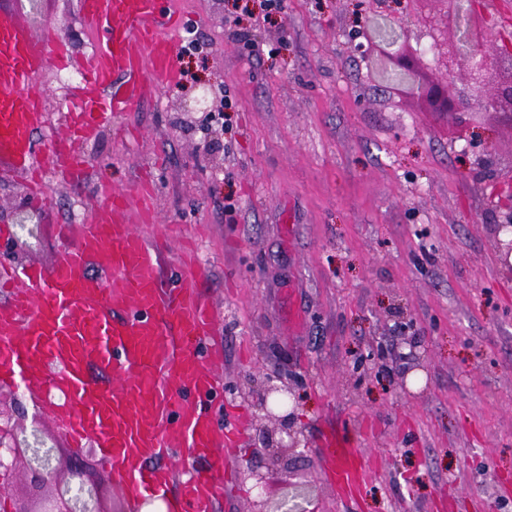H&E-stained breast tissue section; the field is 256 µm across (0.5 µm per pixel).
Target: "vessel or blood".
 <instances>
[{
  "label": "vessel or blood",
  "instance_id": "b4317fda",
  "mask_svg": "<svg viewBox=\"0 0 512 512\" xmlns=\"http://www.w3.org/2000/svg\"><path fill=\"white\" fill-rule=\"evenodd\" d=\"M79 16L109 37L85 53L57 137L41 84L50 68L69 66V42L51 29L34 33L0 7V175H23L44 210L46 175L90 181L77 144L130 111L147 85L175 77L179 11L158 13L156 0H79ZM96 194L51 264L0 268V383H21L69 446L95 445L129 500L172 498L177 512H216L226 451L243 431L210 411L224 390V351L203 269L183 249L177 277L166 281L149 180L127 191L100 181ZM322 451L337 486L360 491L367 463L346 432L326 433Z\"/></svg>",
  "mask_w": 512,
  "mask_h": 512
}]
</instances>
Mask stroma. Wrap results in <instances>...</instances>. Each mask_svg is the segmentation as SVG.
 Here are the masks:
<instances>
[{
	"label": "stroma",
	"mask_w": 512,
	"mask_h": 512,
	"mask_svg": "<svg viewBox=\"0 0 512 512\" xmlns=\"http://www.w3.org/2000/svg\"><path fill=\"white\" fill-rule=\"evenodd\" d=\"M476 2L495 32L484 54L512 52V0ZM174 6L175 44L195 31L207 57L82 152L115 188L153 178L159 221L174 228L169 247L200 242L224 347L212 411L245 423L219 512H251L250 466L264 470L273 502L289 483L308 485L314 512H512V276L491 232L506 177L496 159L512 154V130L488 116L459 138L361 51L381 19L419 45V33L443 29L442 0H286L282 22L251 33L258 58L229 39L226 0H157L158 12ZM37 24L85 53L77 0H42ZM198 81L236 102L231 132L203 137L182 112ZM50 186L56 210L37 242H0V264L49 263L72 203L92 196L58 178ZM403 336L424 363L404 389L393 353ZM263 370L302 383L294 425L307 446L285 470L260 453L280 421L258 423L237 392ZM0 409L57 432L22 387L0 386ZM332 427L364 437L371 474L354 499L326 475L320 443ZM80 454L104 512H134L96 448Z\"/></svg>",
	"instance_id": "35a3bbf8"
}]
</instances>
